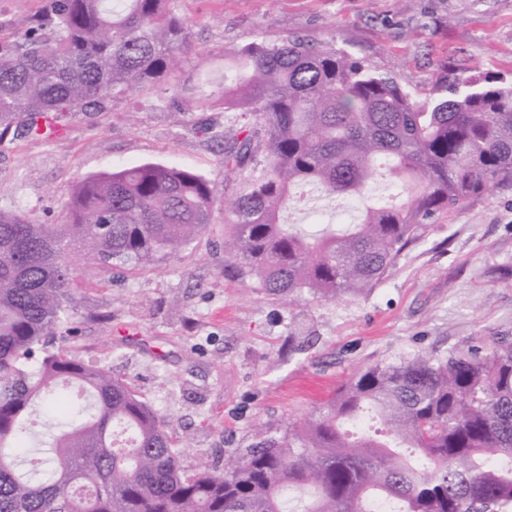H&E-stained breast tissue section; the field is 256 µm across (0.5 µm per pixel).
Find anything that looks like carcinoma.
<instances>
[{
  "label": "carcinoma",
  "mask_w": 512,
  "mask_h": 512,
  "mask_svg": "<svg viewBox=\"0 0 512 512\" xmlns=\"http://www.w3.org/2000/svg\"><path fill=\"white\" fill-rule=\"evenodd\" d=\"M177 0H49L0 37V146L46 138L66 116L150 88L172 103L248 112L224 170L252 165L224 207L232 268L278 298L374 288L428 228L512 187V81L486 76L417 102L393 76L300 36L224 47V68L184 79L192 26ZM303 186L354 204L358 221L307 233L282 214ZM217 186L144 163L82 179L65 224L0 209V512H512V336L378 363L307 422L220 471L181 464L165 417L124 382L54 349L76 283L67 261L143 267L197 239ZM55 428L34 448L30 416ZM375 412L384 432L342 429Z\"/></svg>",
  "instance_id": "1"
}]
</instances>
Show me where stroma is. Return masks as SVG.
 Wrapping results in <instances>:
<instances>
[{"mask_svg":"<svg viewBox=\"0 0 512 512\" xmlns=\"http://www.w3.org/2000/svg\"><path fill=\"white\" fill-rule=\"evenodd\" d=\"M196 47L183 74L223 47L297 35L349 51L418 101L439 85L492 73L512 80V0H178ZM221 108L168 109L133 92L68 117L51 140L0 147V209L60 224L81 179L146 162L179 165L236 192L224 175ZM224 209L174 256L117 276L79 270L54 347L108 370L163 415L191 470L216 468L252 441L312 417L380 361L487 345L512 336V188L431 224L371 290L277 300L226 274Z\"/></svg>","mask_w":512,"mask_h":512,"instance_id":"obj_1","label":"stroma"}]
</instances>
